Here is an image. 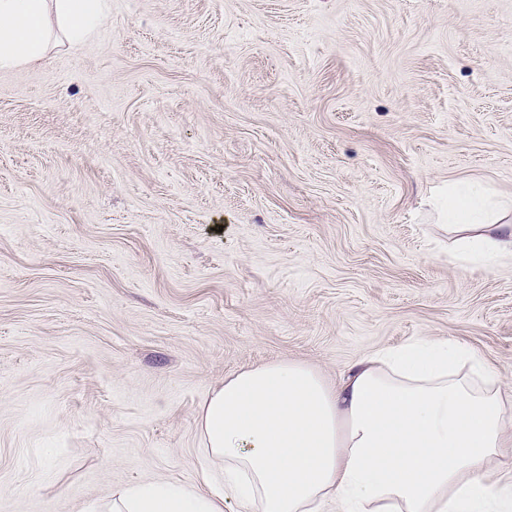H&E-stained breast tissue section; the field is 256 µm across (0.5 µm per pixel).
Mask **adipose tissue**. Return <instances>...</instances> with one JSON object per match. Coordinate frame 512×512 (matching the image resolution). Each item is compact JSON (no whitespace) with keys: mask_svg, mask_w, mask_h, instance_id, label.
<instances>
[{"mask_svg":"<svg viewBox=\"0 0 512 512\" xmlns=\"http://www.w3.org/2000/svg\"><path fill=\"white\" fill-rule=\"evenodd\" d=\"M108 0H0V70L80 44ZM435 206L454 252L512 258L511 201L473 179ZM196 483L113 488L94 512H512V386L452 339L416 338L338 383L276 362L225 379L198 418Z\"/></svg>","mask_w":512,"mask_h":512,"instance_id":"1","label":"adipose tissue"}]
</instances>
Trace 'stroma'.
Returning a JSON list of instances; mask_svg holds the SVG:
<instances>
[{"instance_id": "stroma-1", "label": "stroma", "mask_w": 512, "mask_h": 512, "mask_svg": "<svg viewBox=\"0 0 512 512\" xmlns=\"http://www.w3.org/2000/svg\"><path fill=\"white\" fill-rule=\"evenodd\" d=\"M512 199V0H111L0 71V512L197 477L198 412L452 338L512 380V261L429 203Z\"/></svg>"}]
</instances>
